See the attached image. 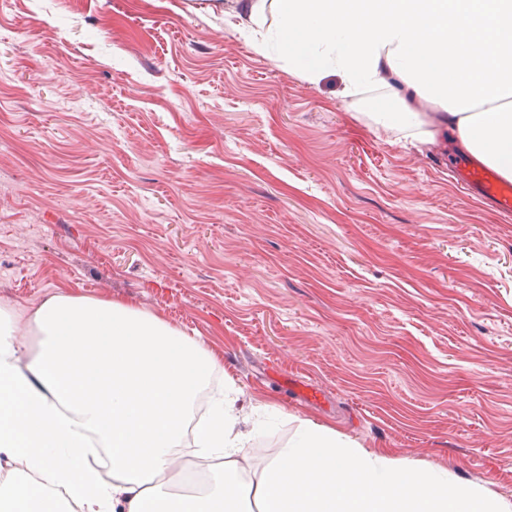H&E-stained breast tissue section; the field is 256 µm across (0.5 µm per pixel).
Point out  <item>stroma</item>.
Listing matches in <instances>:
<instances>
[{"label": "stroma", "mask_w": 512, "mask_h": 512, "mask_svg": "<svg viewBox=\"0 0 512 512\" xmlns=\"http://www.w3.org/2000/svg\"><path fill=\"white\" fill-rule=\"evenodd\" d=\"M452 152L256 54L216 0H10L0 300L130 301L203 337L239 406L284 412L255 464L308 419L512 499V216Z\"/></svg>", "instance_id": "35a3bbf8"}]
</instances>
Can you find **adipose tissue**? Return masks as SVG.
I'll list each match as a JSON object with an SVG mask.
<instances>
[{"mask_svg": "<svg viewBox=\"0 0 512 512\" xmlns=\"http://www.w3.org/2000/svg\"><path fill=\"white\" fill-rule=\"evenodd\" d=\"M229 4L259 54L312 82L337 74L342 96L373 95L382 128L450 135L512 178V0ZM392 82L396 112L377 95ZM223 371L203 339L131 302L59 293L28 315L0 305V459L11 470L0 512H512V500L447 472L337 449L335 431L309 420L254 465L243 450L275 406L245 425L219 395L193 417ZM183 447L212 465L197 495L169 490Z\"/></svg>", "mask_w": 512, "mask_h": 512, "instance_id": "1", "label": "adipose tissue"}]
</instances>
